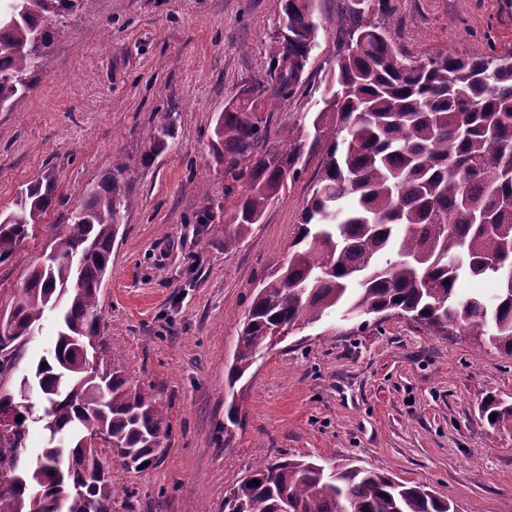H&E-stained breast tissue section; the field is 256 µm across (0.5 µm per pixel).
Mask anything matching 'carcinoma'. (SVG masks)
<instances>
[{
	"instance_id": "cac0c4a2",
	"label": "carcinoma",
	"mask_w": 512,
	"mask_h": 512,
	"mask_svg": "<svg viewBox=\"0 0 512 512\" xmlns=\"http://www.w3.org/2000/svg\"><path fill=\"white\" fill-rule=\"evenodd\" d=\"M76 0H0V109L32 86L49 24ZM291 37L270 61V80L256 82L267 106L304 86L318 46L314 0H280ZM380 18L368 0L347 4L344 38L326 85L335 100L312 121L314 141L326 143L318 188L302 214L293 253L256 294L228 371L234 389L254 359L272 346L279 327L296 328L339 312L346 318L394 311L443 332L486 336L512 353V49L468 57L440 51L423 60L394 47L387 0ZM256 98L229 101L213 128L225 173L244 186L224 249L233 250L296 179L302 147L288 130V147L255 155L267 130ZM172 125L158 130L146 166L168 146ZM128 166L92 188L70 223L54 231L51 248L34 265L0 331V376L17 368V348L48 311H59L53 358L41 359L0 407L24 420L0 433V512H112L117 489L103 463L112 451L138 471L161 461L169 437L167 410L152 386L132 382L99 357V293L112 243L132 204ZM55 182L43 177L18 196L15 219H0V263L41 224ZM492 278L490 297L466 295L462 277ZM43 412L22 407L33 388ZM489 425L512 432V405L487 398ZM46 442L35 463L22 458L27 419ZM259 483H253V480ZM455 512L427 486L398 481L379 469L347 463L327 469L302 459H277L224 496V512Z\"/></svg>"
}]
</instances>
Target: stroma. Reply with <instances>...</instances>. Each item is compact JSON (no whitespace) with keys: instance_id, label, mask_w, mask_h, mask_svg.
I'll list each match as a JSON object with an SVG mask.
<instances>
[{"instance_id":"35a3bbf8","label":"stroma","mask_w":512,"mask_h":512,"mask_svg":"<svg viewBox=\"0 0 512 512\" xmlns=\"http://www.w3.org/2000/svg\"><path fill=\"white\" fill-rule=\"evenodd\" d=\"M322 29L304 94L262 113L279 145L288 127L310 129L336 65L344 0H315ZM390 39L416 58L512 48V0H388ZM279 0H78L40 55L34 85L0 111V215L19 192L52 175L42 223L0 263V310H9L54 226L90 187L131 169L134 203L102 281L100 336L109 359L154 386L168 411L166 454L134 471L108 456L124 498L112 512H224V496L257 464L288 456L358 460L429 486L457 512H512V432L491 427L487 396L512 403V355L473 336L427 331L399 316H338L293 330L236 386L227 375L245 315L262 281L283 266L323 171L322 147L305 145L298 178L234 251L224 219L237 192L212 145L230 99L267 77L283 42ZM168 148L150 166L158 128ZM48 314L19 350L23 370L50 357ZM239 426L225 427L230 402Z\"/></svg>"}]
</instances>
